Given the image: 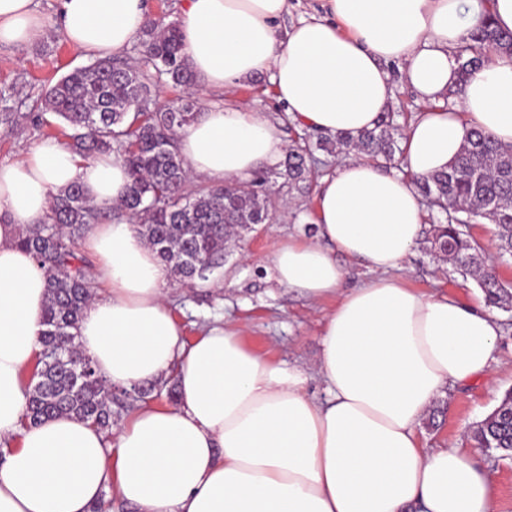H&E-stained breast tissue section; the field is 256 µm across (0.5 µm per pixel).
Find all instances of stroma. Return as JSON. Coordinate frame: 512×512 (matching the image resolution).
Masks as SVG:
<instances>
[{"label": "stroma", "mask_w": 512, "mask_h": 512, "mask_svg": "<svg viewBox=\"0 0 512 512\" xmlns=\"http://www.w3.org/2000/svg\"><path fill=\"white\" fill-rule=\"evenodd\" d=\"M89 57L71 46L58 31H50L41 41L24 49L0 47V87L17 78L28 83V98L20 104L23 113L42 109L41 93L50 83L78 67L90 65ZM195 102L228 104L264 112L277 123L287 144L303 135L302 127L288 116L276 97L270 81L244 85L233 94L217 89H199ZM45 127L30 123L10 127L0 125V162H14L25 157L28 148L58 134L61 121L48 115ZM266 191L276 199L279 218L272 224L258 225L244 234L224 262L219 279L212 281L209 292L182 286L169 279L166 290L176 320L185 340H193L215 319L240 328L246 345L272 360L292 364H311L319 350V340L326 313L332 303L313 301L297 290L282 286L275 278L269 254L275 242L288 238H308L313 234L314 194L289 191L281 178L270 177ZM431 223H424L422 240L404 262L400 272L407 287L426 294L452 295L467 303H482L483 293L477 283L460 275L447 263L428 251ZM502 334L495 354L498 366L489 374L461 387L449 388L437 419H424L420 440L426 448H462L471 452L477 465L493 480L496 512H512V460L475 448L471 430L499 403L503 393L512 388V313H499Z\"/></svg>", "instance_id": "obj_1"}]
</instances>
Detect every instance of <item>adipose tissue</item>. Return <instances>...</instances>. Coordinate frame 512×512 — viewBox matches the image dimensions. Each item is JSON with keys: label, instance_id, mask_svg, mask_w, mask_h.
Returning a JSON list of instances; mask_svg holds the SVG:
<instances>
[{"label": "adipose tissue", "instance_id": "ef3b65f1", "mask_svg": "<svg viewBox=\"0 0 512 512\" xmlns=\"http://www.w3.org/2000/svg\"><path fill=\"white\" fill-rule=\"evenodd\" d=\"M463 2L322 0V15L284 31L288 0H183V50L204 87L265 77L294 121L355 134L392 105L397 62L431 108L405 131L400 168L342 164L320 181L313 238L272 248L280 284L335 301L314 371L265 359L220 319L185 342L164 300L168 271L135 226L90 225L103 288L78 324L82 354L112 387H177L174 405H138L115 442L65 415L22 423L47 293L16 237L74 183L92 204H120L131 174L111 154L79 161L57 139L0 163V512H90L107 489L136 512H496L490 477L462 449L422 447L418 428L446 388L494 367L499 319L396 275L424 221L416 178L446 170L474 130L512 145V57L490 54L464 82L453 58L484 13L512 30V0ZM147 19L145 0H61L58 24L100 59L125 52ZM47 30L33 0H0V45L25 48ZM457 86V106L441 108ZM178 142L189 172L219 184L287 152L264 113L216 103ZM340 254L376 279L346 287ZM314 376L325 398L309 394Z\"/></svg>", "mask_w": 512, "mask_h": 512}]
</instances>
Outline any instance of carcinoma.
Wrapping results in <instances>:
<instances>
[{
    "label": "carcinoma",
    "instance_id": "obj_1",
    "mask_svg": "<svg viewBox=\"0 0 512 512\" xmlns=\"http://www.w3.org/2000/svg\"><path fill=\"white\" fill-rule=\"evenodd\" d=\"M512 56V32L485 15L460 44L454 57L460 80L481 67L487 52ZM143 66L108 58L76 68L51 85L41 98L44 111L62 119L66 144L81 159L112 153L133 177L120 203L136 221L139 234L160 262L184 285L194 288L224 266L227 243L253 226L278 219L276 203L265 193L269 172L261 169L251 188L234 184L187 189L189 172L178 148V133L198 113L194 103L156 105L153 89L163 85L190 89L197 83L183 52L180 23L149 18L140 41ZM26 81L0 88V123L13 124V104L28 97ZM402 127L394 113L357 135L313 133L288 149L276 175L288 190L305 192L314 153L339 156L355 152L373 161H394ZM425 205L437 210L431 248L460 272L471 276L491 307L512 311V285L488 271L483 246L470 225H495L498 259H512V146L476 130L448 170L423 178ZM112 209L90 204L73 184L56 194L44 220L19 231L18 242L45 268L47 303L40 338L37 381L29 387L24 422L58 415L88 421L109 432L114 422L112 386L79 350V319L92 298L91 265L75 252L87 226L110 219ZM474 446L512 457V389L473 430Z\"/></svg>",
    "mask_w": 512,
    "mask_h": 512
}]
</instances>
